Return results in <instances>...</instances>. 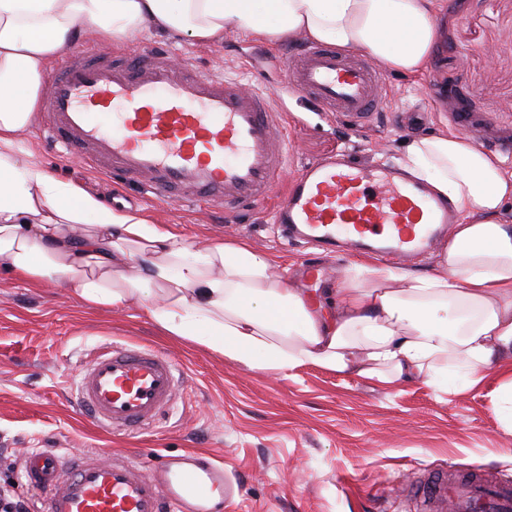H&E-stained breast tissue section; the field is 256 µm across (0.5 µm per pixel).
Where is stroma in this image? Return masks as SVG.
<instances>
[{
	"mask_svg": "<svg viewBox=\"0 0 512 512\" xmlns=\"http://www.w3.org/2000/svg\"><path fill=\"white\" fill-rule=\"evenodd\" d=\"M435 21L429 68L410 75L383 72L384 108L370 127L333 116L288 82L284 55L295 42L237 34L206 45L162 35L137 43L85 35L75 50L110 48L136 55L170 45L179 62L259 78L288 139V172L346 149L365 162L399 161L415 138L454 131L469 113L476 143L512 169V0H447ZM20 161L44 167L117 207L138 210L201 248L215 239L246 240L280 266L322 262L319 251L281 240L273 210L285 184L237 220L192 204L157 200L144 186L97 173L61 157L37 125L17 136ZM169 355L179 395L169 422L133 437L94 427L71 403L78 366L112 341ZM502 380L485 372L460 394L436 393L401 381H374L306 366L283 377L250 370L188 341H172L138 304L120 312L91 309L71 298L62 281L31 287L0 269V493L43 504L22 474L28 452L52 448L63 456L115 450L160 461L190 450L224 462L240 482L229 512H408L409 486L439 469L482 465L512 475V410L500 400Z\"/></svg>",
	"mask_w": 512,
	"mask_h": 512,
	"instance_id": "1",
	"label": "stroma"
}]
</instances>
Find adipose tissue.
<instances>
[{"instance_id":"adipose-tissue-1","label":"adipose tissue","mask_w":512,"mask_h":512,"mask_svg":"<svg viewBox=\"0 0 512 512\" xmlns=\"http://www.w3.org/2000/svg\"><path fill=\"white\" fill-rule=\"evenodd\" d=\"M445 0H0V265L38 287L62 280L90 307L138 303L164 335L247 369L313 365L434 392L504 375L512 399V170L459 135L412 140L402 164L465 214L428 273L362 259L330 312L245 241L195 249L143 214L19 162L48 61L81 36L130 43L153 33L220 43L226 31L362 51L416 74L431 61Z\"/></svg>"}]
</instances>
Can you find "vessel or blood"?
Wrapping results in <instances>:
<instances>
[{
    "label": "vessel or blood",
    "mask_w": 512,
    "mask_h": 512,
    "mask_svg": "<svg viewBox=\"0 0 512 512\" xmlns=\"http://www.w3.org/2000/svg\"><path fill=\"white\" fill-rule=\"evenodd\" d=\"M286 75L318 105L361 124L382 105L381 74L324 46L290 53ZM41 112L58 152L146 181L168 203L233 215L263 200L287 166L282 125L258 87L175 64L166 50L69 54L48 78ZM458 221L451 201L395 163L364 164L346 150L304 164L274 214L285 241L329 254L371 251L398 268L426 256ZM174 371L166 355L115 341L81 365L72 403L99 428L139 432L172 415ZM23 472L43 512H216L240 495L222 462L193 454L153 468L132 452L104 461L40 449ZM420 499L419 512H512V476L445 474Z\"/></svg>",
    "instance_id": "obj_1"
}]
</instances>
